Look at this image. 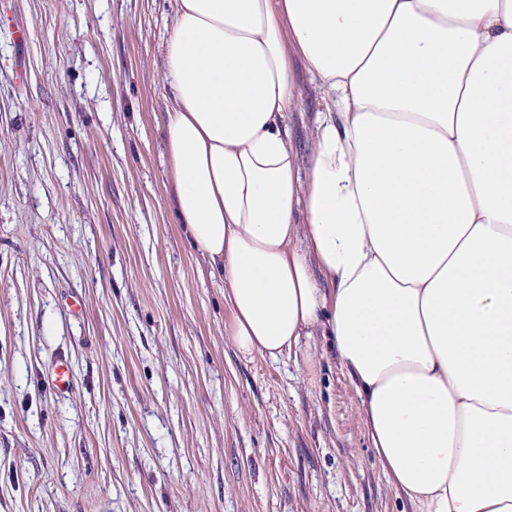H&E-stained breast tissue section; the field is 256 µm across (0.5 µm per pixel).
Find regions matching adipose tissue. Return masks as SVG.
<instances>
[{"label":"adipose tissue","mask_w":512,"mask_h":512,"mask_svg":"<svg viewBox=\"0 0 512 512\" xmlns=\"http://www.w3.org/2000/svg\"><path fill=\"white\" fill-rule=\"evenodd\" d=\"M175 210L226 334L314 328L415 512H512V0H172ZM325 92L308 164L295 63Z\"/></svg>","instance_id":"adipose-tissue-1"}]
</instances>
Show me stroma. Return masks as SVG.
<instances>
[{
  "label": "stroma",
  "instance_id": "1",
  "mask_svg": "<svg viewBox=\"0 0 512 512\" xmlns=\"http://www.w3.org/2000/svg\"><path fill=\"white\" fill-rule=\"evenodd\" d=\"M172 21L170 0H0V512H414L323 336L272 360L224 333L166 162ZM297 81L305 162L325 94Z\"/></svg>",
  "mask_w": 512,
  "mask_h": 512
}]
</instances>
